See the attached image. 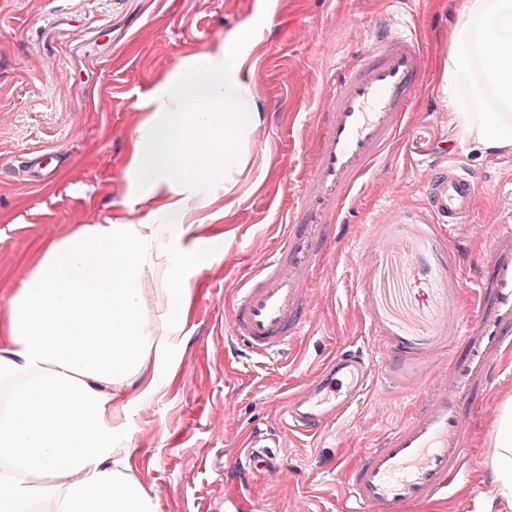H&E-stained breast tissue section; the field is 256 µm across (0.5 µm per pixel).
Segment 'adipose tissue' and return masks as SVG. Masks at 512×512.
Returning <instances> with one entry per match:
<instances>
[{"instance_id": "ef3b65f1", "label": "adipose tissue", "mask_w": 512, "mask_h": 512, "mask_svg": "<svg viewBox=\"0 0 512 512\" xmlns=\"http://www.w3.org/2000/svg\"><path fill=\"white\" fill-rule=\"evenodd\" d=\"M252 26L184 59L142 108L129 165L158 224H86L45 242L0 321V512H154L123 454L128 389L148 400L193 275L187 236L215 200L232 208L259 161L264 125L248 66ZM437 92L483 155L512 153V0H463ZM488 460L492 498L512 507V395Z\"/></svg>"}]
</instances>
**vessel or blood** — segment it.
<instances>
[{"instance_id":"1","label":"vessel or blood","mask_w":512,"mask_h":512,"mask_svg":"<svg viewBox=\"0 0 512 512\" xmlns=\"http://www.w3.org/2000/svg\"><path fill=\"white\" fill-rule=\"evenodd\" d=\"M420 72L415 31L383 21L366 62L345 64L332 79L282 243L247 274L231 301L227 331L251 354H280L308 326L313 277L326 264L353 193L402 131ZM423 189L434 223L451 231L464 225L476 185L460 162L432 170ZM477 266L473 314L458 332L455 351L411 415L364 449L359 466L346 475L348 512H406L411 504L448 495L467 461L475 408L495 415L493 374L512 349L511 224L501 225ZM372 376L373 365L359 350L337 353L289 399V430H322L330 416H343L360 401ZM228 469L244 485L289 474L259 436L250 440L246 461L229 462Z\"/></svg>"}]
</instances>
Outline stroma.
I'll use <instances>...</instances> for the list:
<instances>
[{"label":"stroma","mask_w":512,"mask_h":512,"mask_svg":"<svg viewBox=\"0 0 512 512\" xmlns=\"http://www.w3.org/2000/svg\"><path fill=\"white\" fill-rule=\"evenodd\" d=\"M461 0H0V316L40 245L82 224H156L157 202L134 208L127 177L140 103L180 63L214 50L254 23L255 81L265 114L256 165L232 210L216 200L198 215L199 251L222 261L192 278L166 360L164 385L131 402L125 446L132 474L155 512H344L345 473L364 448L401 424L453 350L469 316L467 285L448 284L445 264L469 269L496 235L493 210L512 208V156L480 154L436 92L434 65ZM414 16L422 69L407 123L346 207L336 248L314 279L312 322L283 357H252L232 342L225 313L241 279L277 246L308 165L319 99L344 63L362 61L382 17ZM66 155L54 178L24 166L41 151ZM459 158L477 185L465 227L450 235L424 209L428 167ZM442 308H434L435 300ZM406 352L395 354L398 344ZM368 354L372 383L360 403L317 435L288 431L284 409L336 351ZM471 464L448 498L408 512H472L491 496L486 462L493 426L476 415ZM268 439L293 471L250 490L225 477L251 436Z\"/></svg>","instance_id":"35a3bbf8"}]
</instances>
